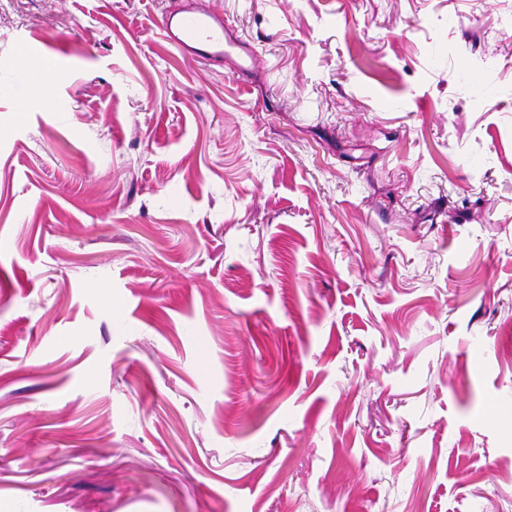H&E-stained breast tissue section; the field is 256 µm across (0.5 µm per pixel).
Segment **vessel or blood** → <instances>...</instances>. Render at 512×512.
I'll return each instance as SVG.
<instances>
[{
	"label": "vessel or blood",
	"mask_w": 512,
	"mask_h": 512,
	"mask_svg": "<svg viewBox=\"0 0 512 512\" xmlns=\"http://www.w3.org/2000/svg\"><path fill=\"white\" fill-rule=\"evenodd\" d=\"M159 30L167 42L189 55L221 60L238 54L243 72L255 60L251 45L226 26L223 13L211 7L208 0H190L185 8L162 14Z\"/></svg>",
	"instance_id": "1"
}]
</instances>
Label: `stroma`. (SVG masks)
I'll list each match as a JSON object with an SVG mask.
<instances>
[{
    "label": "stroma",
    "instance_id": "obj_1",
    "mask_svg": "<svg viewBox=\"0 0 512 512\" xmlns=\"http://www.w3.org/2000/svg\"><path fill=\"white\" fill-rule=\"evenodd\" d=\"M180 2L0 0V512H512V0ZM159 30L167 42L185 54L222 60L237 53L241 72L248 71L255 60L251 45L228 28L224 14L206 1H191L179 11L162 14Z\"/></svg>",
    "mask_w": 512,
    "mask_h": 512
}]
</instances>
